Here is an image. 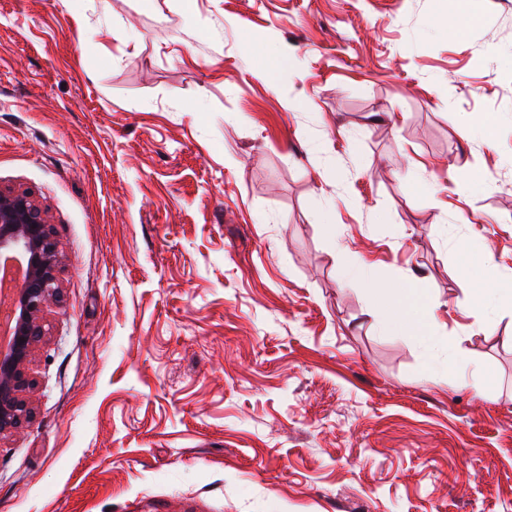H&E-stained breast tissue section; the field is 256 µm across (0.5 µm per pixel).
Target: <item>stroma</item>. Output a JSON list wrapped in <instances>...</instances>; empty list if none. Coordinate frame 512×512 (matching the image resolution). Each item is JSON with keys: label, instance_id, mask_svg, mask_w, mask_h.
Segmentation results:
<instances>
[{"label": "stroma", "instance_id": "35a3bbf8", "mask_svg": "<svg viewBox=\"0 0 512 512\" xmlns=\"http://www.w3.org/2000/svg\"><path fill=\"white\" fill-rule=\"evenodd\" d=\"M0 186L62 293L0 512H512V312L460 288L512 278V0H0ZM482 282L484 288H474L475 283L464 281L461 284L462 291L469 299L471 311H484L489 306L501 310L504 307L512 309V289L511 288H488L495 287L499 283V273L490 262L485 263L481 269ZM380 298L381 305L376 312L370 313L376 318L384 331L412 330L417 340L425 342L430 336L434 315L430 304L415 288H408L407 281L381 283L367 281ZM413 300L412 304L407 301Z\"/></svg>", "mask_w": 512, "mask_h": 512}]
</instances>
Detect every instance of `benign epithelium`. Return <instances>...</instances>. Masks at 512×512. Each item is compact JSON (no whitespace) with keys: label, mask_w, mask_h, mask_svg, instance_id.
Here are the masks:
<instances>
[{"label":"benign epithelium","mask_w":512,"mask_h":512,"mask_svg":"<svg viewBox=\"0 0 512 512\" xmlns=\"http://www.w3.org/2000/svg\"><path fill=\"white\" fill-rule=\"evenodd\" d=\"M0 250L28 256L23 284L13 297V332L0 350V438L30 418L24 393L30 383L26 367L36 345L45 336L42 313L60 300L58 257L47 212L24 190L0 188Z\"/></svg>","instance_id":"1"}]
</instances>
